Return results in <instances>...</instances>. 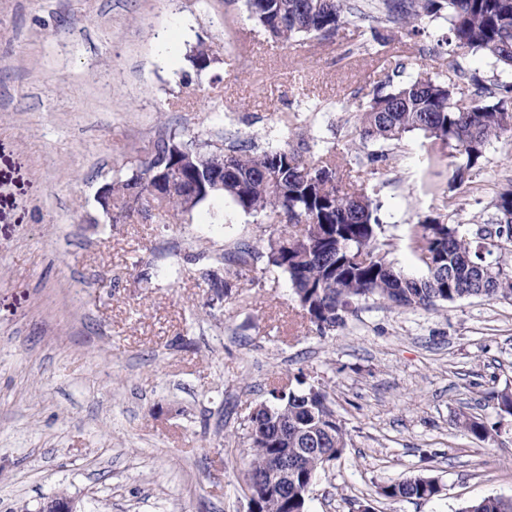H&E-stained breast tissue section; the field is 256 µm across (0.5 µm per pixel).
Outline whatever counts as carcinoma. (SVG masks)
Returning a JSON list of instances; mask_svg holds the SVG:
<instances>
[{"label": "carcinoma", "instance_id": "1", "mask_svg": "<svg viewBox=\"0 0 512 512\" xmlns=\"http://www.w3.org/2000/svg\"><path fill=\"white\" fill-rule=\"evenodd\" d=\"M251 18L272 38L288 42L300 37L327 40L335 36L349 0H246ZM376 14L359 17L416 30L422 13L445 19L448 43L490 60L488 80L474 78L468 93L453 81L418 76L376 92L360 115L364 141H400L420 132L430 152L452 148L458 154L453 183L463 184L482 164L489 142L512 133V0H377ZM194 68L207 69L210 49L200 44L190 55ZM219 179L224 187L202 185ZM112 208L124 217L149 210L175 216L192 213L215 196L230 199L246 213L265 215L281 224L277 238L265 250L243 245L236 259L246 265L264 259L288 273L296 298L310 321L324 335L345 322L350 306L376 298L402 308L434 309L463 297L512 301V187L500 192L493 232L471 240L452 224L437 218L416 225L420 260L427 273L410 277L396 268L378 242L380 204L353 180L336 178L333 148L325 147L306 160L295 150L262 149L223 138L185 141L174 131L159 132L150 156L130 172L117 173L108 183ZM500 251L487 260L492 249ZM278 416L249 419L251 459L247 479L259 495L260 512H297V490L315 481L321 456L340 457L347 431L327 402L322 389L296 392L278 401ZM456 425L478 441L491 428L475 416L464 415ZM317 449L305 455L288 487L265 492L267 469L282 448ZM438 480L410 475L384 485L386 499H431ZM461 512H512V499L487 496L465 505Z\"/></svg>", "mask_w": 512, "mask_h": 512}]
</instances>
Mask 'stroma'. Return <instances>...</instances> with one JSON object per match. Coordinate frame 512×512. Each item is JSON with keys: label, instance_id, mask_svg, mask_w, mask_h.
<instances>
[{"label": "stroma", "instance_id": "1", "mask_svg": "<svg viewBox=\"0 0 512 512\" xmlns=\"http://www.w3.org/2000/svg\"><path fill=\"white\" fill-rule=\"evenodd\" d=\"M447 35L435 16L414 34L350 16L331 40L283 45L245 0H0V512H36L58 491L80 512H247L246 418L305 382L348 431L307 512L512 498V418L494 399L512 389V301L362 300L323 336L286 273L233 261L277 236L267 218L217 197L179 219L113 223L98 202L164 127L307 157L326 144L380 203L389 259L422 276L413 226L450 218L474 236L512 184V136L455 188L451 157L430 159L422 134L360 138L387 80L490 77ZM200 43L214 61L199 74L187 57ZM462 414L502 432L474 440ZM421 473L441 486L432 499L378 493Z\"/></svg>", "mask_w": 512, "mask_h": 512}]
</instances>
